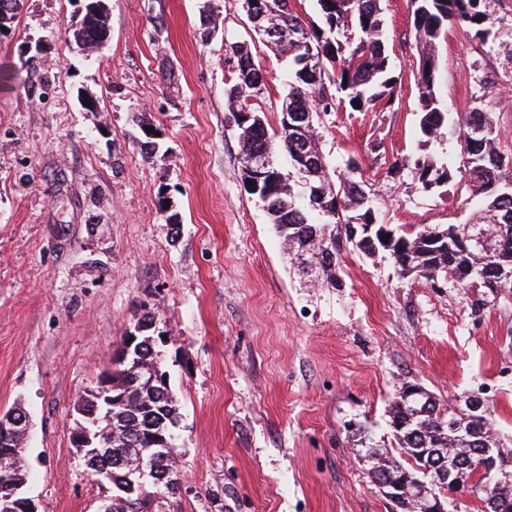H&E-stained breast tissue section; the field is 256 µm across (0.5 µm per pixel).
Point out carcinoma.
Listing matches in <instances>:
<instances>
[{"label":"carcinoma","instance_id":"obj_1","mask_svg":"<svg viewBox=\"0 0 512 512\" xmlns=\"http://www.w3.org/2000/svg\"><path fill=\"white\" fill-rule=\"evenodd\" d=\"M84 13L72 38L87 53L98 51L108 37V11L104 0ZM264 28L280 29V41L259 35L281 56L288 58L290 81L282 99L277 129L268 132L260 112L252 104L266 89V78L246 43L230 46L236 63L232 82L225 88L227 112H249L250 121L236 125L240 152L269 150L283 178L264 185L258 199L267 207L270 223L283 238L288 251L311 265L312 281L326 288L338 285L336 266L341 246V224H367L371 241L355 245L370 256L387 253L399 275L427 281L449 276L467 288H485L494 293L507 282L512 286V157H505L496 142L490 113L477 105L464 116H452L436 90L437 45L448 29L458 26L475 31L482 41L490 35L487 0H408L414 37L420 48L415 75L416 115L421 142L456 136L459 161L436 163L421 155L394 161L387 175L395 178L409 171L424 192L461 175L482 209L470 224L426 227L404 233L378 221L371 193L356 180L357 165L345 164L346 173L336 174L322 154L316 123L321 116L346 103L354 112L385 111L395 101L396 82L387 69V32L380 0H316L321 24H307L292 0H268ZM334 67L336 93L325 87L326 65ZM360 105H355V101ZM151 335H144L137 348L112 362V395L126 396L111 404L92 397L83 403L98 408V425L91 433L107 432L112 446L101 448L88 459L89 470L112 485V501L100 504V512H153L157 497L168 493L167 469L176 466L169 458L174 447L171 428L178 412L167 377L149 385L141 378L148 363L162 364V354ZM402 387L390 404L391 424L399 447L412 461L410 467L389 456L382 448L367 446L364 458L375 484L391 480L411 484L427 478L430 459L423 448L448 449V464L464 459L474 447L470 430L483 432L484 441L500 447L491 413L471 415L448 411L434 400L431 413L421 414L405 402ZM462 481L482 485L497 501L496 512H512V482L498 483L489 471L466 470ZM142 481L132 495L124 492L129 481Z\"/></svg>","mask_w":512,"mask_h":512}]
</instances>
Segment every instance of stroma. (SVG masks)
<instances>
[{"instance_id": "35a3bbf8", "label": "stroma", "mask_w": 512, "mask_h": 512, "mask_svg": "<svg viewBox=\"0 0 512 512\" xmlns=\"http://www.w3.org/2000/svg\"><path fill=\"white\" fill-rule=\"evenodd\" d=\"M243 2L106 0L109 36L92 56L64 43L79 0H25L0 34V413L30 416L25 490L41 512H97L104 490L71 444L75 408L147 311L170 338L163 367L179 408L181 486L153 512H395L354 434L400 455L388 405L406 384L444 406L480 395L512 452V289L403 279L386 254L348 243L339 287H310L290 266L226 123L224 44L248 39ZM381 7L397 102L340 106L319 125L322 151L339 169L357 161L381 223H469L460 179L424 193L411 174L387 175L397 158L458 146L421 145L407 0ZM489 13L488 41L449 30L437 87L448 112L483 104L511 156L499 45L512 41V0H490ZM251 49L273 129L287 63Z\"/></svg>"}]
</instances>
